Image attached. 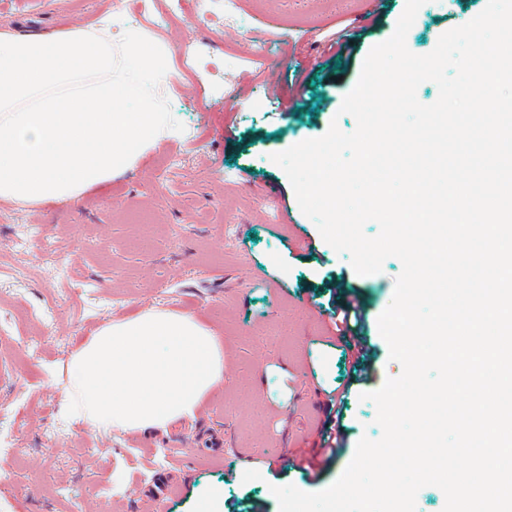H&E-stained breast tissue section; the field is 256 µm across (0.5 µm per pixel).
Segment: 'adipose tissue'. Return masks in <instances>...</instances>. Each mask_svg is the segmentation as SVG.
I'll return each mask as SVG.
<instances>
[{"mask_svg":"<svg viewBox=\"0 0 512 512\" xmlns=\"http://www.w3.org/2000/svg\"><path fill=\"white\" fill-rule=\"evenodd\" d=\"M172 55L108 12L61 33L0 26V200L39 207L102 190L180 129ZM224 385V340L197 316L149 309L100 326L65 367L62 416L94 432L164 431Z\"/></svg>","mask_w":512,"mask_h":512,"instance_id":"1","label":"adipose tissue"}]
</instances>
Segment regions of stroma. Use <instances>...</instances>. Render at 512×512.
<instances>
[{"label": "stroma", "mask_w": 512, "mask_h": 512, "mask_svg": "<svg viewBox=\"0 0 512 512\" xmlns=\"http://www.w3.org/2000/svg\"><path fill=\"white\" fill-rule=\"evenodd\" d=\"M110 0H0V25L55 33L92 24ZM486 0H428L407 34L416 54L477 14ZM406 6L364 27L349 50L330 57L317 42L350 14L333 0L271 13L266 0H236L237 20L218 28L183 20L163 29L170 50L194 42L209 70L171 72L167 108L187 132L160 142L103 191L79 201L21 207L0 223V260L25 263L31 276L0 274V438L9 443L12 489L0 512H279L272 489L328 487L352 460L362 437L379 438L377 410L361 395L397 377L378 329L402 264L357 275L299 209L284 171L271 156L324 135L330 124L354 132L340 114L364 59L387 40ZM260 56L263 69L285 75L296 64L310 79L288 111L277 109L262 79L237 63ZM65 255L64 265L40 255ZM357 292L373 375L353 383L342 405L347 446L320 478L308 480L293 459L311 448L323 420L324 391L346 378L341 342H327L326 281ZM149 307L199 316L224 337V386L191 421L168 431L101 435L60 418L61 385L73 349L96 329ZM42 344L33 363L20 351ZM183 472L167 498L145 491L169 471Z\"/></svg>", "instance_id": "1"}]
</instances>
